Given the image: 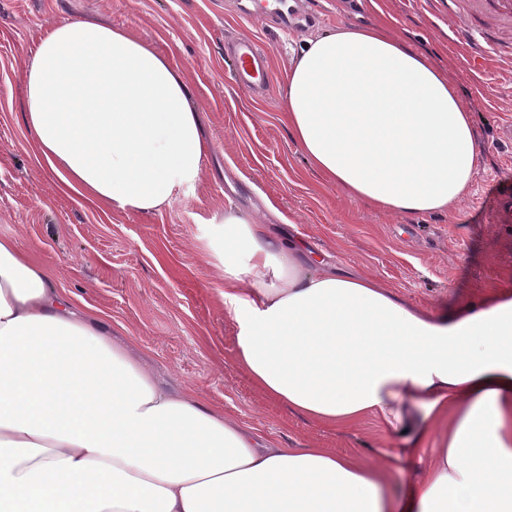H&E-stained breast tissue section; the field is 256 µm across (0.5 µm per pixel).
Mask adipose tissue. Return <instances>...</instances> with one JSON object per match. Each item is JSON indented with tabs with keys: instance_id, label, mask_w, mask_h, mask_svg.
Instances as JSON below:
<instances>
[{
	"instance_id": "obj_1",
	"label": "adipose tissue",
	"mask_w": 512,
	"mask_h": 512,
	"mask_svg": "<svg viewBox=\"0 0 512 512\" xmlns=\"http://www.w3.org/2000/svg\"><path fill=\"white\" fill-rule=\"evenodd\" d=\"M26 127L78 195L150 214L194 188L208 146L192 92L127 31L57 25L26 71ZM288 131L361 204L441 213L479 145L457 90L379 27L308 40L288 72ZM204 237L224 266L235 362L269 398L348 430L373 421L408 451L377 464L281 448L164 388L127 341L0 238V512H512V292L423 314L368 275L309 269L301 240L236 207ZM424 464L403 496V453Z\"/></svg>"
}]
</instances>
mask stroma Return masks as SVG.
Returning <instances> with one entry per match:
<instances>
[{
    "mask_svg": "<svg viewBox=\"0 0 512 512\" xmlns=\"http://www.w3.org/2000/svg\"><path fill=\"white\" fill-rule=\"evenodd\" d=\"M241 0H0V238L44 261L79 307L133 336L159 381L222 406L283 448H327L374 463L387 447L373 423L347 431L306 420L262 395L234 362L224 311V267L203 231L233 206L271 235L302 239L310 254L370 275L436 316L512 290V51L470 71L449 41L466 0H304L308 28L292 38L273 20L241 15ZM127 30L169 58L194 93L209 144L196 187L152 214L123 213L65 187L26 128L24 75L39 40L65 21ZM379 25L417 50L471 112L482 148L466 199L444 214L407 216L364 206L324 183L284 122L282 86L307 39L342 25ZM257 41L270 88L237 84L224 43Z\"/></svg>",
    "mask_w": 512,
    "mask_h": 512,
    "instance_id": "35a3bbf8",
    "label": "stroma"
}]
</instances>
